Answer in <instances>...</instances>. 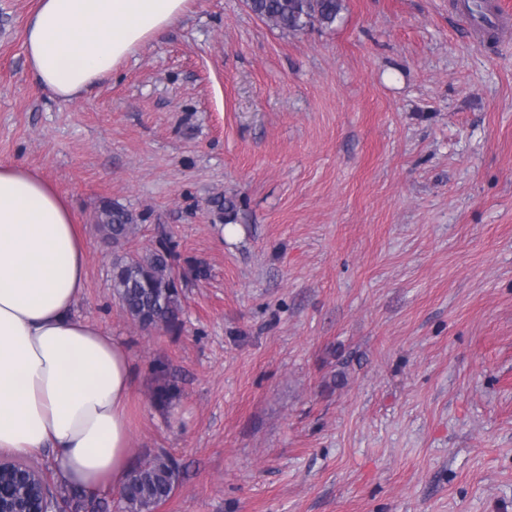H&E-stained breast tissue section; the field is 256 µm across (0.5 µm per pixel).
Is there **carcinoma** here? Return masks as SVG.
<instances>
[{
	"label": "carcinoma",
	"mask_w": 512,
	"mask_h": 512,
	"mask_svg": "<svg viewBox=\"0 0 512 512\" xmlns=\"http://www.w3.org/2000/svg\"><path fill=\"white\" fill-rule=\"evenodd\" d=\"M343 0H246L259 18L285 32H301L315 24L331 26L342 10ZM96 224L105 237L118 243L134 232L133 213L118 205L102 206ZM174 244L161 237L143 255L116 259L112 264V288L122 310L139 326L174 330L181 325L183 311L180 278L170 263ZM178 480L175 460L158 453L132 468L120 489L123 512H154L169 499ZM75 508L106 512L107 505L89 499L80 490L68 489Z\"/></svg>",
	"instance_id": "carcinoma-1"
}]
</instances>
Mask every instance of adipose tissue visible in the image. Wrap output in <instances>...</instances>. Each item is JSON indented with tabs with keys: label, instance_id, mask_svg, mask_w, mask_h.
Instances as JSON below:
<instances>
[{
	"label": "adipose tissue",
	"instance_id": "ef3b65f1",
	"mask_svg": "<svg viewBox=\"0 0 512 512\" xmlns=\"http://www.w3.org/2000/svg\"><path fill=\"white\" fill-rule=\"evenodd\" d=\"M192 0H37L23 48L39 84L68 101L159 38ZM87 240L68 198L36 171L0 162V452L51 453L94 496L131 468L126 348L73 314Z\"/></svg>",
	"mask_w": 512,
	"mask_h": 512
}]
</instances>
